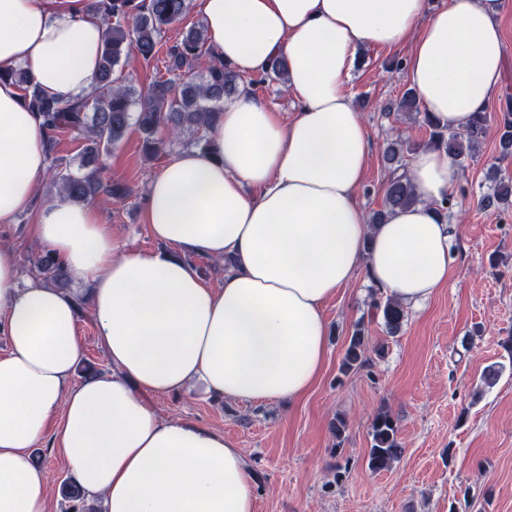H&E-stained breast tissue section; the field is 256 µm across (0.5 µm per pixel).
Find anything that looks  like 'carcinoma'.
<instances>
[{
  "label": "carcinoma",
  "instance_id": "obj_1",
  "mask_svg": "<svg viewBox=\"0 0 512 512\" xmlns=\"http://www.w3.org/2000/svg\"><path fill=\"white\" fill-rule=\"evenodd\" d=\"M85 9L98 16L106 26L103 51L100 57L95 85L91 94L81 100L49 96L31 81L28 72L17 68L10 77L23 91L28 107L40 114L47 130L49 155L48 176L60 196L82 204L99 195H105L115 204H121L133 195L132 188L119 179L105 177L103 156L118 143L130 125L142 133L143 147L148 158L164 153L175 141L201 149L207 146V132L224 114V101L239 89L241 75L211 51L204 25L191 28L185 37L167 51L166 74L159 76L145 91L132 84H121L113 78L115 68L131 50L145 59L156 54L163 30L180 21L189 9V0H84ZM287 65L281 58L274 59L260 82H287ZM396 112L402 118L423 116L430 128V144L444 149L453 159L471 157L484 139L489 120L488 113L478 112L462 131L443 129L428 114L421 113L420 103L410 89L400 98ZM501 154H512V105L497 116ZM168 131L169 139L158 137L160 129ZM77 132L86 144L80 153L79 169L74 174L70 166L55 157L59 136ZM408 143L397 138L384 151L387 174L384 182V208L373 213L370 223L382 222L386 211L405 208L418 203V197L407 176L404 164ZM495 190L481 199L486 207L506 208L512 204V183L498 177L490 167ZM33 274L49 284L61 286L66 272L60 262L48 254L33 264ZM382 313L387 332L398 334L407 312L393 298L375 303ZM369 336L359 324L344 348L339 370L347 374L367 362ZM371 447L367 456L368 468L381 471L390 467L400 454L398 427L387 413L377 415L371 423ZM63 498L71 503V512H95L86 504L85 493L73 481L60 487Z\"/></svg>",
  "mask_w": 512,
  "mask_h": 512
}]
</instances>
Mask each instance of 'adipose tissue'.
I'll list each match as a JSON object with an SVG mask.
<instances>
[{"mask_svg": "<svg viewBox=\"0 0 512 512\" xmlns=\"http://www.w3.org/2000/svg\"><path fill=\"white\" fill-rule=\"evenodd\" d=\"M200 0L208 38L240 75L288 65L289 121L248 87L225 102L204 149L151 179L143 222L163 250L128 247L95 203L33 209L49 167L40 116L0 80V224L32 213L41 242L85 300L33 277L0 247V512H48L32 452L55 430L68 470L103 512H255L256 478L224 432L162 418L158 398L196 390L239 403H295L326 359L325 303L365 275L416 306L446 287L452 231L439 210L459 178L423 147L417 204L367 224L357 192L369 132L345 87L357 45L409 44L407 79L440 126L464 128L498 93L503 0ZM105 38L83 0H0V71L24 68L52 96L93 88ZM224 263L220 284L193 260ZM88 307L111 373L73 383Z\"/></svg>", "mask_w": 512, "mask_h": 512, "instance_id": "ef3b65f1", "label": "adipose tissue"}]
</instances>
